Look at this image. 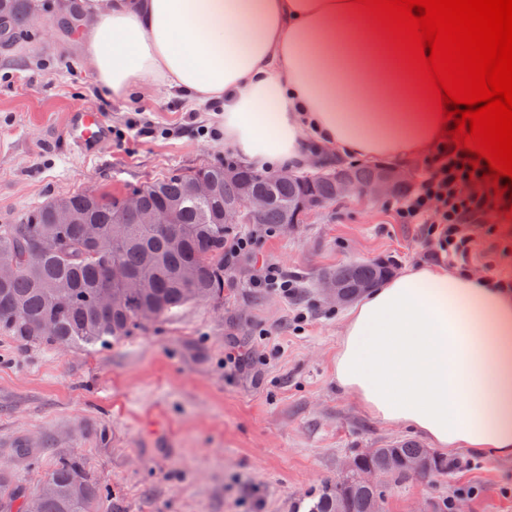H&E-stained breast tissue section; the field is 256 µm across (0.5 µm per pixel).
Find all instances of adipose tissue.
I'll list each match as a JSON object with an SVG mask.
<instances>
[{"label": "adipose tissue", "mask_w": 512, "mask_h": 512, "mask_svg": "<svg viewBox=\"0 0 512 512\" xmlns=\"http://www.w3.org/2000/svg\"><path fill=\"white\" fill-rule=\"evenodd\" d=\"M77 29L113 95L155 83L216 114L254 170L424 156L442 141L412 78L345 0H81ZM337 389L442 451L512 460V285L421 261L345 314Z\"/></svg>", "instance_id": "1"}]
</instances>
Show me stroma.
I'll list each match as a JSON object with an SVG mask.
<instances>
[{
  "label": "stroma",
  "mask_w": 512,
  "mask_h": 512,
  "mask_svg": "<svg viewBox=\"0 0 512 512\" xmlns=\"http://www.w3.org/2000/svg\"><path fill=\"white\" fill-rule=\"evenodd\" d=\"M45 3L34 0L28 35L0 48V224L54 197L122 193L232 156L211 113L164 86L113 96ZM77 108L109 123L107 145L71 146L64 120ZM396 205L336 201L269 235L234 225L256 236L257 253L225 268L223 299L101 348L0 332V465L14 475L15 496L32 495L77 451L88 477L108 489L93 512H297L356 454L411 438L337 389L344 310L316 290L322 272L343 265L382 263L394 273L439 259L423 225L395 223ZM459 238L448 266L512 281V218ZM265 260L295 279L296 296L252 287ZM230 354L239 366L225 364ZM454 458L460 466L448 475L385 478V512H434L451 495L466 512H512L511 461L465 450Z\"/></svg>",
  "instance_id": "1"
}]
</instances>
